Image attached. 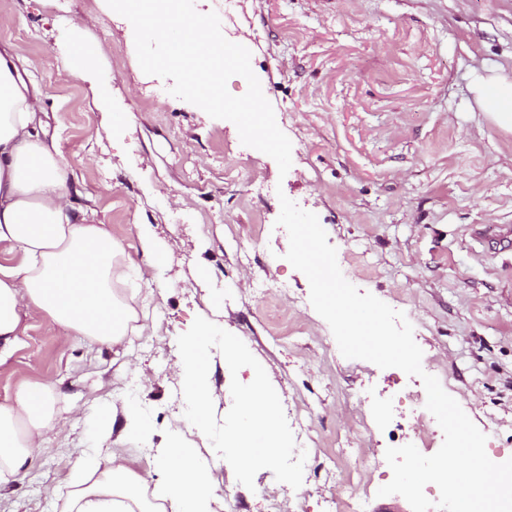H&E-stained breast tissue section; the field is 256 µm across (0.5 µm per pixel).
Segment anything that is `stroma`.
<instances>
[{"instance_id":"35a3bbf8","label":"stroma","mask_w":512,"mask_h":512,"mask_svg":"<svg viewBox=\"0 0 512 512\" xmlns=\"http://www.w3.org/2000/svg\"><path fill=\"white\" fill-rule=\"evenodd\" d=\"M232 9L228 39L251 52V67L276 123L292 143V166L241 143L236 126L168 92L169 80L141 70L129 23L100 0H0V44L18 56L43 93L78 206L145 266L138 225L166 254L159 286L127 280L148 299L152 331L124 347L89 345L36 318L0 366V404L25 385L50 383L58 417L17 481L0 487V512H61L81 449L130 455L147 466L170 446L183 415L172 374L180 345L200 319L231 336L238 367L213 347L207 437L183 431L223 473L228 500L214 512H267L265 491L288 512H331L346 491L329 466L353 471L360 454L389 447L372 424L396 391L416 388L400 369L345 358L310 303L307 277L285 258L280 196L315 213L339 267L360 292L402 311L435 376L486 435L488 457L512 458V249L495 250L478 230H512V133L480 104L481 80H512V0H195ZM91 15L85 39L108 82L111 109L97 108L84 79H61L72 20ZM124 115L116 123L115 115ZM285 281L279 292L273 280ZM220 294L223 303L211 307ZM262 364L279 396L282 426L310 414V470L240 469L221 437L237 398ZM133 402L151 437L126 434ZM116 414L92 439L88 417Z\"/></svg>"}]
</instances>
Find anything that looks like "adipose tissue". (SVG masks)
<instances>
[{
    "label": "adipose tissue",
    "mask_w": 512,
    "mask_h": 512,
    "mask_svg": "<svg viewBox=\"0 0 512 512\" xmlns=\"http://www.w3.org/2000/svg\"><path fill=\"white\" fill-rule=\"evenodd\" d=\"M65 73L89 83L97 107L108 106L96 57L83 41L72 44ZM477 92L490 121L512 132V81L493 77ZM41 103L16 58L0 51V244L19 257L17 264H0V365L36 317L66 335L112 347L139 327L138 312L123 289L128 273L122 247L94 212L74 206L56 148L40 132ZM217 340L224 362L237 365L241 353L234 342L218 339L205 320L196 334L182 339L174 365L186 405L183 422L202 435L212 413L210 347ZM251 375V387L238 398V419L223 437L227 458L245 470L275 464L288 445L277 421L275 392L264 383L261 367H253ZM56 417L50 384L27 386L15 403L0 404V484L28 468ZM76 472L67 512H213L216 487L200 450L177 441L139 471L124 455L106 457L89 448L78 457Z\"/></svg>",
    "instance_id": "obj_1"
}]
</instances>
